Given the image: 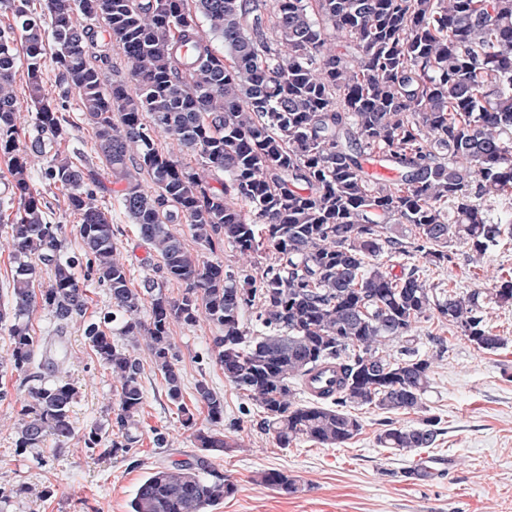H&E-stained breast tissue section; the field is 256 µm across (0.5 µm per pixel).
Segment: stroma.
Instances as JSON below:
<instances>
[{
    "label": "stroma",
    "mask_w": 512,
    "mask_h": 512,
    "mask_svg": "<svg viewBox=\"0 0 512 512\" xmlns=\"http://www.w3.org/2000/svg\"><path fill=\"white\" fill-rule=\"evenodd\" d=\"M28 162L33 186L49 203L47 221L63 225L68 251L80 252L77 216L41 178L45 157L33 153ZM102 203L111 207L119 228L118 253L131 272V285L140 287L145 278L156 277L157 259L114 209L112 195H104ZM449 253L451 263L424 268L423 275L428 283L461 295L490 291L500 271H512V238L490 248L476 265L465 244H451ZM487 311L492 332L506 341L494 352L477 349L462 334L443 332L437 319L417 323L419 354L433 361L422 408L393 414L373 406L355 408L362 430L339 448L308 440L279 447L263 425L261 408L237 391L216 363L211 349L219 328L204 317L192 327L173 325L183 400L198 426L223 434L228 447L221 452L198 447L141 346L136 354L142 361L144 398L132 431L135 441L129 452L111 457L87 449L84 436L94 428L116 433L112 410L119 395L80 325H71L59 370L77 389L71 406L76 433L63 445L48 443L42 464L34 451L16 450V424L29 384L21 374L0 372V487L14 493L10 512H128L152 468L188 461L209 465L236 486L234 494L208 512H512V305L491 303ZM201 380L224 398L220 423L210 424L206 407L195 401ZM432 415L439 417L441 428L432 447L402 455L378 444L387 423L414 426ZM159 432L167 438L161 448L155 444ZM420 465L434 470L422 485L406 476ZM269 470L297 479L301 491L285 495L261 484V474ZM45 488L51 491L46 498L40 495Z\"/></svg>",
    "instance_id": "obj_1"
}]
</instances>
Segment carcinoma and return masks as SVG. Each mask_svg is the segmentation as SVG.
<instances>
[{
  "instance_id": "1",
  "label": "carcinoma",
  "mask_w": 512,
  "mask_h": 512,
  "mask_svg": "<svg viewBox=\"0 0 512 512\" xmlns=\"http://www.w3.org/2000/svg\"><path fill=\"white\" fill-rule=\"evenodd\" d=\"M31 2L0 0L13 20L0 29V156L17 204L0 224L15 263L0 297L10 337L0 371L35 382L21 409L19 450L75 435V387L45 368L37 350L60 344L78 320L119 384L116 423L127 430L143 403L142 367L117 337L145 338L169 399L191 425L170 328L194 326L205 314L221 331L213 353L224 377L258 403L282 448L304 439L342 447L361 431L354 407L421 408L432 362L418 357L413 328L425 318L437 317L479 350L505 345L486 324L482 292L437 296L418 267L398 277L388 261L418 256L440 267L452 261L454 241L480 258L504 233L472 195L512 197V0H43L39 10ZM100 19L125 58L133 95L88 60ZM20 53L39 133L28 145L16 116ZM49 56L67 85L58 103L43 89ZM72 96L119 186V208L156 254L157 270L184 285L181 297H167L148 278L130 287L112 211L97 197L98 173L60 150ZM159 131L196 164L160 150ZM30 150L49 155L41 178L79 217V254L65 250L63 225L46 221ZM375 158L397 178L369 174L365 163ZM214 171L224 173L218 188L209 181ZM178 224L190 225L212 253L229 244L256 274L239 281L223 263L191 253ZM393 224L411 225L412 241ZM81 266L110 296L112 311L97 321L84 320ZM44 269L52 284L38 292ZM492 299L512 304V272ZM37 303L52 316L41 337L26 321ZM249 309L256 338L242 321ZM117 320L121 326L108 330ZM393 340L405 342L399 357L386 351ZM328 364L336 366V392L297 402V388ZM195 391L210 421H221L224 398L204 381ZM439 424L432 415L392 426L378 443L400 453L430 448ZM195 439L206 451L228 447L203 429ZM132 442L128 433L109 441L98 429L84 437L106 454ZM261 482L289 495L299 490L276 470ZM234 490L223 474L204 478L190 463L156 467L129 512H205Z\"/></svg>"
}]
</instances>
